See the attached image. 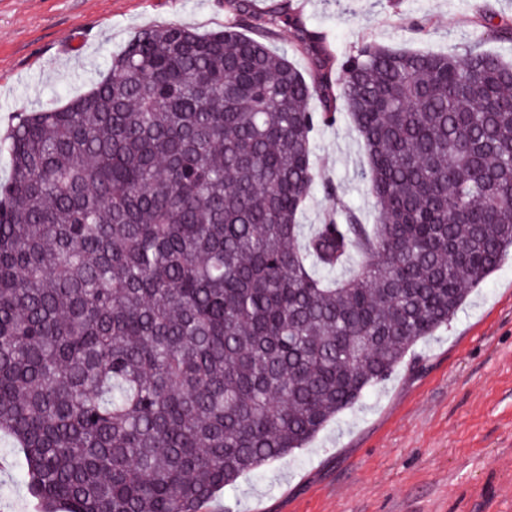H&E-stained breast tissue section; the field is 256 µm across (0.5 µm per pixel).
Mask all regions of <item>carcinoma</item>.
Returning <instances> with one entry per match:
<instances>
[{"label": "carcinoma", "mask_w": 512, "mask_h": 512, "mask_svg": "<svg viewBox=\"0 0 512 512\" xmlns=\"http://www.w3.org/2000/svg\"><path fill=\"white\" fill-rule=\"evenodd\" d=\"M224 6L222 30L139 33L0 138V435L38 512H202L512 251V63L374 42L336 61L285 7ZM281 27L313 81L268 45ZM343 115L378 220L338 211L301 246L313 140Z\"/></svg>", "instance_id": "obj_1"}]
</instances>
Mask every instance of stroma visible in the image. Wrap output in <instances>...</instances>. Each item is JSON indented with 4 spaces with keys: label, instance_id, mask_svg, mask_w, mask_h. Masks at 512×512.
<instances>
[{
    "label": "stroma",
    "instance_id": "1",
    "mask_svg": "<svg viewBox=\"0 0 512 512\" xmlns=\"http://www.w3.org/2000/svg\"><path fill=\"white\" fill-rule=\"evenodd\" d=\"M288 4L334 56L363 42L512 60V0H253ZM224 0H0V136L19 110L60 106L103 78L141 31L223 29ZM320 183L305 231L332 209L376 221L363 144L348 120L318 131ZM334 195H327L326 185ZM0 512H35L19 455L0 440ZM203 512H512V255L448 327L418 340L385 381L305 447L241 476Z\"/></svg>",
    "mask_w": 512,
    "mask_h": 512
}]
</instances>
